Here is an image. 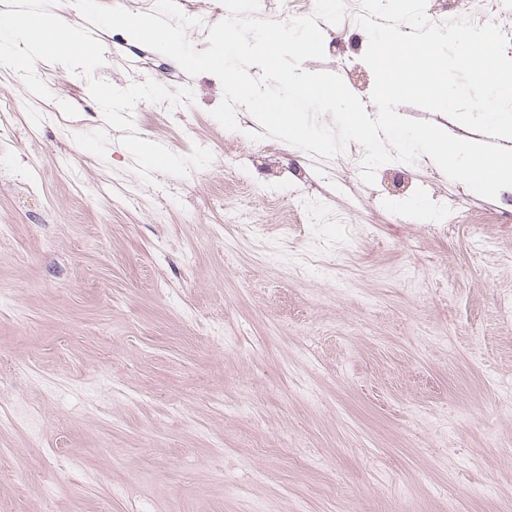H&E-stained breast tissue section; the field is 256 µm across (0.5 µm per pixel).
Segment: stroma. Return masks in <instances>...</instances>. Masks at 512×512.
I'll list each match as a JSON object with an SVG mask.
<instances>
[{
    "label": "stroma",
    "instance_id": "1",
    "mask_svg": "<svg viewBox=\"0 0 512 512\" xmlns=\"http://www.w3.org/2000/svg\"><path fill=\"white\" fill-rule=\"evenodd\" d=\"M346 8L308 65L374 116ZM36 73L51 99L0 66V512H512V208H449L425 156L369 186L273 139L241 169L220 81L118 33L96 77L194 95L137 102L138 136L213 154L147 183L82 74Z\"/></svg>",
    "mask_w": 512,
    "mask_h": 512
}]
</instances>
